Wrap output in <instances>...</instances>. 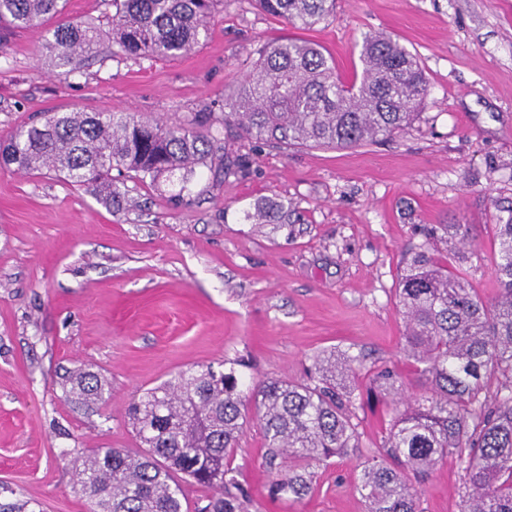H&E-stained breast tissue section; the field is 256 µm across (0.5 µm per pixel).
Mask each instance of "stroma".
<instances>
[{"label":"stroma","instance_id":"obj_1","mask_svg":"<svg viewBox=\"0 0 512 512\" xmlns=\"http://www.w3.org/2000/svg\"><path fill=\"white\" fill-rule=\"evenodd\" d=\"M383 32L416 54L426 105L401 134L348 149L272 146L224 134L247 173L195 179L192 204L168 186L125 180L122 206L52 173L0 168V505L19 512H88L75 493L79 456L138 448L126 411L179 371L243 360L251 380L304 382L326 348L403 375L396 288L426 247V224L447 234L449 269L466 267L478 294L499 289L496 222L512 209V0H336L326 22L288 26L253 0H221L191 54L152 61L83 60L70 76L38 53L44 32L0 36V137L49 112H130L170 125L221 111L258 43L320 45L342 78L360 70L363 36ZM283 210L277 221L265 211ZM78 366L106 380L98 412L75 411L60 385ZM358 446L324 464L310 496L273 500L264 434L249 417L233 465L249 512H365L356 491L393 417L390 398L356 379ZM455 459L418 484L419 512H461Z\"/></svg>","mask_w":512,"mask_h":512}]
</instances>
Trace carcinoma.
<instances>
[{
	"label": "carcinoma",
	"mask_w": 512,
	"mask_h": 512,
	"mask_svg": "<svg viewBox=\"0 0 512 512\" xmlns=\"http://www.w3.org/2000/svg\"><path fill=\"white\" fill-rule=\"evenodd\" d=\"M219 0H112V55L135 60L177 58L207 37ZM268 15L310 29L336 0H256ZM64 0H0V26L28 29L57 18L41 54L59 75L96 55L103 30L95 22L61 19ZM250 69L224 112H195L184 125L143 121L123 112H53L0 140V166L54 172L112 207L128 178L175 181L177 198L208 168L224 179L247 170L248 157L229 156L221 131L231 127L256 142L353 148L405 131L429 95L424 71L406 47L384 33L363 38L361 75L336 76L333 60L309 40L287 38L255 50ZM117 175H112V171ZM499 225L498 294L480 298L467 272H455L427 251L415 253L398 288L405 322L404 353L417 382L377 367L369 390L395 399L381 448L357 492L367 512H417L411 483L448 456L464 472L462 512H512V210ZM361 355L330 348L313 357L307 382L271 379L252 386L263 425L270 496L302 499L313 490L312 462L357 447L354 386ZM64 389L73 408L106 402V384L86 368L69 372ZM242 376L234 367L187 369L145 390L128 409L141 451L93 450L76 469L75 490L90 512H190L177 475L212 491L195 512H248L250 495L233 467L247 421Z\"/></svg>",
	"instance_id": "obj_1"
}]
</instances>
